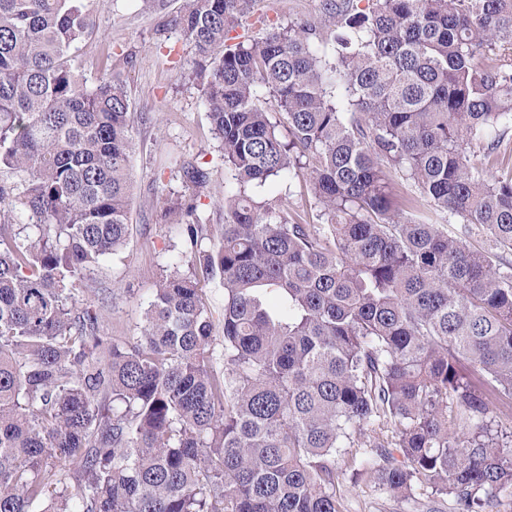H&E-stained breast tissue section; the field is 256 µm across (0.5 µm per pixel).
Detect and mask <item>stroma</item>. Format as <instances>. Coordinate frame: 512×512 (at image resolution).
Masks as SVG:
<instances>
[{
    "label": "stroma",
    "mask_w": 512,
    "mask_h": 512,
    "mask_svg": "<svg viewBox=\"0 0 512 512\" xmlns=\"http://www.w3.org/2000/svg\"><path fill=\"white\" fill-rule=\"evenodd\" d=\"M185 0H90L95 33L81 45L77 65L87 82L104 68L125 86L133 117L135 152L131 161L130 236L124 249L91 274L84 302L108 290L103 311L106 335L139 336L142 315L160 273L183 248L176 218L168 208L192 197L199 205L205 245L217 244L224 210L216 197L224 188V163L204 105L198 71L203 58L178 30L159 33L160 22L173 18ZM319 13V0H256L237 35L258 38L271 28ZM208 173L203 187L187 182L184 165ZM259 199L288 211L305 213L308 223L318 211L300 184L276 178L258 191ZM336 494L345 512H454L453 499L416 490L409 498L379 492L368 481L351 483L344 474Z\"/></svg>",
    "instance_id": "obj_1"
}]
</instances>
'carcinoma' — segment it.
Instances as JSON below:
<instances>
[{"mask_svg": "<svg viewBox=\"0 0 512 512\" xmlns=\"http://www.w3.org/2000/svg\"><path fill=\"white\" fill-rule=\"evenodd\" d=\"M254 3L168 21L210 58L231 182L216 246L176 204L188 247L123 340L79 294L129 235L125 87L79 71L87 0H0V512H343L368 428L391 436L352 480L512 512L489 428L512 415V0H320L226 44ZM279 177L324 222L246 192ZM200 271L224 286L221 375Z\"/></svg>", "mask_w": 512, "mask_h": 512, "instance_id": "cac0c4a2", "label": "carcinoma"}]
</instances>
